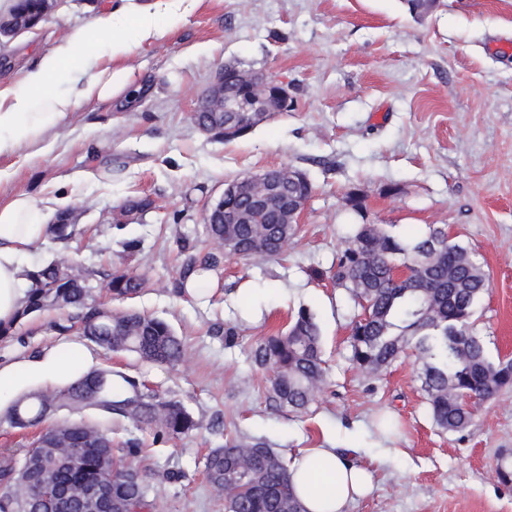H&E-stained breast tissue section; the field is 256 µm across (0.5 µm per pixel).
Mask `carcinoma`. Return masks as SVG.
<instances>
[{"instance_id": "1", "label": "carcinoma", "mask_w": 512, "mask_h": 512, "mask_svg": "<svg viewBox=\"0 0 512 512\" xmlns=\"http://www.w3.org/2000/svg\"><path fill=\"white\" fill-rule=\"evenodd\" d=\"M57 216L52 232L72 238L75 225ZM210 239L224 253L252 258L282 254L296 233L294 224H275L257 214L241 224H205ZM30 286L17 320L50 308L79 311L81 337L112 352L129 351L146 362L175 366L187 348L163 319L136 311L114 312L90 303L92 287L70 265L56 261L29 273ZM332 279L345 289L361 314L352 322L350 361L373 375L389 367L407 350L415 352L420 378L434 424L460 433L473 424L468 395L480 402L512 388V359H489L474 331L476 304L488 291V274L466 245L448 232L428 227L422 234L397 236L384 227L355 225L336 257ZM138 275L114 273L108 289L116 299H132L143 291ZM252 358L273 371L270 400L277 410H305L325 383L319 327L306 308L298 310L288 329L260 342ZM92 408L149 427L158 439L187 435L197 422L181 402L163 399L135 377L110 369L95 370L69 386L19 400L6 420L26 428L43 423L61 408ZM32 447L33 456L0 457V512H56L39 491L46 480L69 491L89 485L113 470V494L126 512H159L166 485L187 476L170 471L151 482L146 471L128 462L141 455L140 443L129 440L119 449L96 424L79 420L50 425ZM205 471L213 494L224 499V512H304L290 486L285 457L261 439L229 441L210 449Z\"/></svg>"}]
</instances>
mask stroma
<instances>
[{
	"mask_svg": "<svg viewBox=\"0 0 512 512\" xmlns=\"http://www.w3.org/2000/svg\"><path fill=\"white\" fill-rule=\"evenodd\" d=\"M123 4L59 0L35 30L0 45V84L74 33L98 41L97 15ZM155 23L159 36L113 62L111 102L78 107L41 156L22 148L0 158L1 203L25 194L43 210L63 195L75 214L73 239L48 238L29 265L68 260L89 278L95 304L164 319L188 350L173 367L129 352L98 359L180 401L198 423L191 435L157 443L152 430L93 410L84 419L111 432L113 447L138 440L136 464L151 479L189 475L169 487L162 512H224L205 458L252 437L289 460L307 448L355 449L373 486L348 512H512V483L495 474L512 452V388L478 406L467 431L439 430L413 355L375 376L352 367L348 337L360 309L331 273L354 224L396 235L446 228L490 276L474 315L488 356L512 358V52L501 49L512 41V0H437L422 18L405 0H185ZM229 62L281 83L290 102L224 143L191 115ZM280 167L312 184L287 250L222 256L207 296H190L191 260L215 249L205 208L225 185ZM351 190L363 214L347 209ZM142 198L151 209L124 212ZM117 271L149 285L134 299L112 298ZM302 307L320 327L328 377L306 412L279 411L251 352ZM70 315L27 317L0 340V359L79 336ZM385 416L396 429L381 426Z\"/></svg>",
	"mask_w": 512,
	"mask_h": 512,
	"instance_id": "35a3bbf8",
	"label": "stroma"
}]
</instances>
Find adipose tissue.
<instances>
[{"instance_id": "ef3b65f1", "label": "adipose tissue", "mask_w": 512, "mask_h": 512, "mask_svg": "<svg viewBox=\"0 0 512 512\" xmlns=\"http://www.w3.org/2000/svg\"><path fill=\"white\" fill-rule=\"evenodd\" d=\"M103 40L92 56L97 72L76 80L71 68L83 34L54 45L15 84L0 85V156L20 145L41 152L69 112L82 103L112 98V63L126 56L138 41L157 35L152 24L126 26L121 11H105L96 19ZM52 233L49 218L31 199L17 195L0 204V322L11 321L21 308L28 267L21 258ZM98 364L95 350L74 338H61L41 351L16 353L0 361V413L21 397L36 391L62 388L91 373ZM290 484L306 512H345L348 504L366 492L371 472L346 461L340 448H308L294 458L288 470Z\"/></svg>"}]
</instances>
